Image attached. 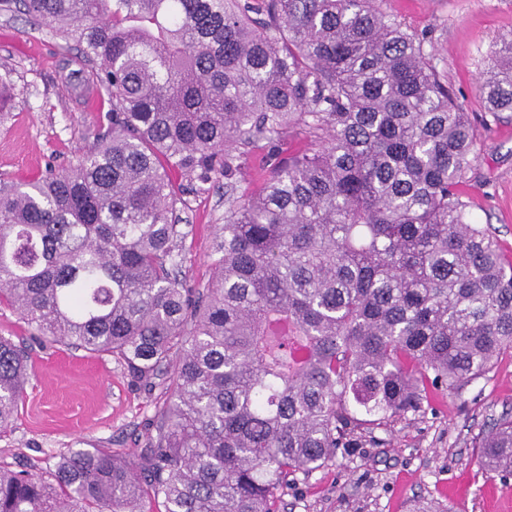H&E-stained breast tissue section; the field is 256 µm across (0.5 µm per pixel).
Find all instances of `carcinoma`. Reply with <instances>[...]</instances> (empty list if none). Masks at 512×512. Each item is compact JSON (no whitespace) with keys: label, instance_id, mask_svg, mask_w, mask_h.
Returning a JSON list of instances; mask_svg holds the SVG:
<instances>
[{"label":"carcinoma","instance_id":"obj_1","mask_svg":"<svg viewBox=\"0 0 512 512\" xmlns=\"http://www.w3.org/2000/svg\"><path fill=\"white\" fill-rule=\"evenodd\" d=\"M382 2L0 0L76 51L73 93L112 102L75 164L0 190V303L145 386L176 361L140 458L0 466V512H274L289 475L512 349V261L460 190L477 131ZM480 92L485 117L512 112V39ZM303 131L318 144L281 157ZM256 152L268 177L241 192ZM174 173L224 183L202 289L176 272ZM30 362L0 336V427ZM473 448L512 476V416Z\"/></svg>","mask_w":512,"mask_h":512}]
</instances>
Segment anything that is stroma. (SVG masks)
Returning <instances> with one entry per match:
<instances>
[{
  "label": "stroma",
  "mask_w": 512,
  "mask_h": 512,
  "mask_svg": "<svg viewBox=\"0 0 512 512\" xmlns=\"http://www.w3.org/2000/svg\"><path fill=\"white\" fill-rule=\"evenodd\" d=\"M385 7L426 31L439 68L479 137L462 190L477 223L491 228L512 258V112L483 124L479 77L503 38L512 36V0H387ZM66 57L48 29L0 11V78L12 101L0 111V182L38 178L64 168L95 142L110 101L74 95L62 82ZM182 275L206 287L213 273L212 234L224 221V187L201 193L184 185ZM33 369L12 426L0 433V464L47 473L82 439L126 453L145 448L165 385H134L107 355L56 342L33 347ZM512 414V350L485 376L457 393H435L423 411L375 429L362 447L311 474H297L278 512H512V478L481 469L472 441L493 419Z\"/></svg>",
  "instance_id": "stroma-1"
}]
</instances>
